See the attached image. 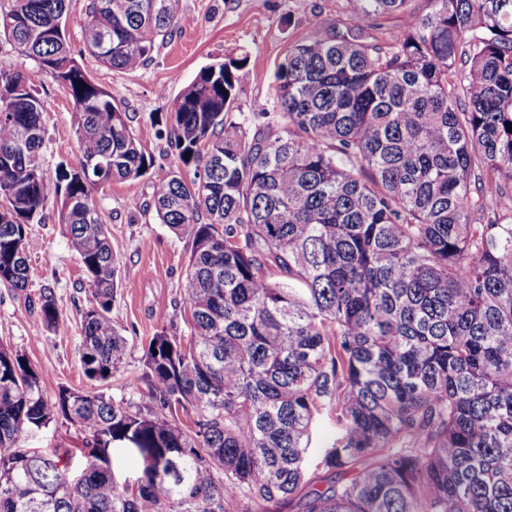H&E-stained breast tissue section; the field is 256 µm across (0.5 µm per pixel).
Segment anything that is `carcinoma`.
I'll return each mask as SVG.
<instances>
[{
    "mask_svg": "<svg viewBox=\"0 0 512 512\" xmlns=\"http://www.w3.org/2000/svg\"><path fill=\"white\" fill-rule=\"evenodd\" d=\"M291 45L273 111L231 118L248 56L200 69L156 136L180 169L155 213L191 243V334L152 338L148 404L59 388L0 344V512H512V0H353ZM400 14L388 42L373 18ZM183 0H10L0 30L35 70L0 68V283L25 290L27 226L51 200L84 267L82 367L106 381L117 259L95 192L154 165L121 101L71 53L134 73ZM70 96L76 166L48 172L37 78ZM42 323L61 317L53 292ZM198 412L190 428L178 411ZM339 432L316 450L317 418ZM62 418L81 466L20 446ZM142 463L116 481L109 449Z\"/></svg>",
    "mask_w": 512,
    "mask_h": 512,
    "instance_id": "1",
    "label": "carcinoma"
}]
</instances>
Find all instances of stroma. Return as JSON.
I'll list each match as a JSON object with an SVG mask.
<instances>
[{
	"label": "stroma",
	"instance_id": "1",
	"mask_svg": "<svg viewBox=\"0 0 512 512\" xmlns=\"http://www.w3.org/2000/svg\"><path fill=\"white\" fill-rule=\"evenodd\" d=\"M184 20L160 45L154 58L136 72L108 69L91 56L78 27L66 38L76 59L97 83L117 95L133 113V126L145 151L154 158L150 173L134 181L115 182L96 194L119 261L117 294L110 316L126 338V356L111 379L89 380L81 363L82 312L87 306L84 269L60 222V208L48 203L40 223L31 224L26 239L31 276L26 290L0 285V343L25 354L46 375V395L60 387L101 392L114 401L147 402L143 378L149 342L156 333H190L186 303V269L191 245L154 216L153 185L180 168L185 180L195 170L179 167L166 140L157 138L149 117L167 112L170 103L207 65L248 57L250 77L238 95L233 115L241 119L271 110L274 72L289 46L314 28L338 25L351 11L349 0H183ZM37 88L44 102L45 169L75 163L77 141L69 95L51 77ZM51 289L61 308L56 328H46L28 306L42 289ZM82 434L59 419L34 431L22 445L42 452L76 449Z\"/></svg>",
	"mask_w": 512,
	"mask_h": 512
}]
</instances>
